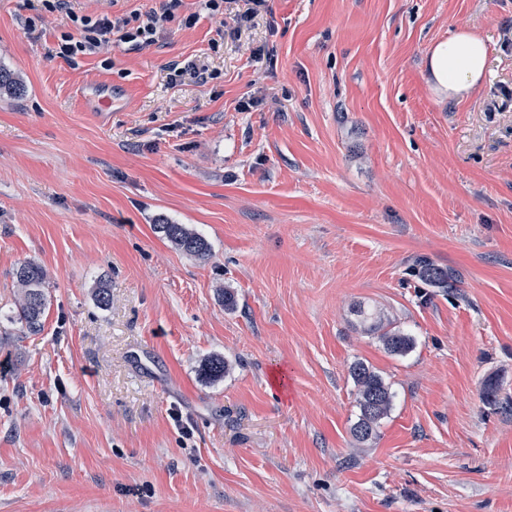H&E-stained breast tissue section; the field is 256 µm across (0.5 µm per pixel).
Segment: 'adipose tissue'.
Segmentation results:
<instances>
[{"mask_svg": "<svg viewBox=\"0 0 512 512\" xmlns=\"http://www.w3.org/2000/svg\"><path fill=\"white\" fill-rule=\"evenodd\" d=\"M487 61L486 40L463 28L431 47L426 57L424 78L440 99L459 101L480 87Z\"/></svg>", "mask_w": 512, "mask_h": 512, "instance_id": "1", "label": "adipose tissue"}]
</instances>
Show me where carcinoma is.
I'll return each mask as SVG.
<instances>
[{
    "mask_svg": "<svg viewBox=\"0 0 512 512\" xmlns=\"http://www.w3.org/2000/svg\"><path fill=\"white\" fill-rule=\"evenodd\" d=\"M23 91L22 83L14 73L0 66V93L18 95ZM179 250L207 259L210 246L201 236L183 224L162 223L155 225ZM411 274L422 283L433 288H446L456 281V275L434 262L421 258L411 269ZM19 288L18 305L14 314L7 317L11 324L18 325L22 335L41 331L42 317L48 306L45 292L46 275L43 268L31 261L21 263L13 272ZM363 331L379 338L385 350L396 356L408 354L414 347V339L395 322L386 318L377 308L362 304L354 308ZM351 377L356 386V402L359 417L352 427V434L359 442H366L376 435L381 421L389 414L393 393L384 379L362 361L353 363Z\"/></svg>",
    "mask_w": 512,
    "mask_h": 512,
    "instance_id": "cac0c4a2",
    "label": "carcinoma"
}]
</instances>
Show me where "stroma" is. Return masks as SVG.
Instances as JSON below:
<instances>
[{"label":"stroma","instance_id":"35a3bbf8","mask_svg":"<svg viewBox=\"0 0 512 512\" xmlns=\"http://www.w3.org/2000/svg\"><path fill=\"white\" fill-rule=\"evenodd\" d=\"M36 4L0 0L24 86L0 97V512H512V0H265L241 25L248 0H183L152 44L72 63L46 53L65 20L26 32ZM463 27L487 76L441 104L425 58ZM25 261L48 306L20 338ZM357 361L393 392L365 443ZM155 230L161 233L179 250L201 259L209 258L210 246L201 236L183 224H155ZM410 272L422 283L433 288H448L451 282L457 280L453 272L424 258L418 259ZM353 312L363 331L378 336L385 350L391 355L404 356L413 349V337L386 318L377 308L359 304Z\"/></svg>","mask_w":512,"mask_h":512}]
</instances>
